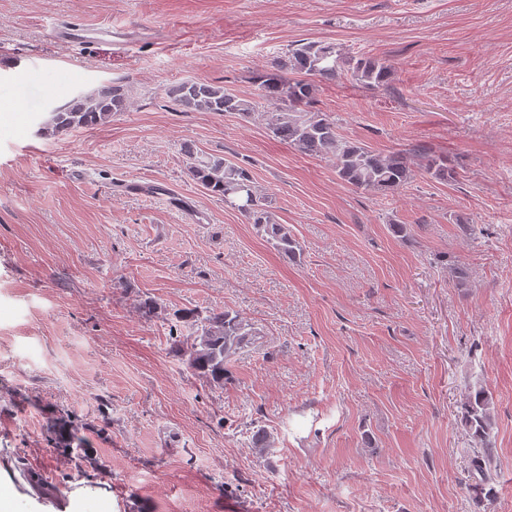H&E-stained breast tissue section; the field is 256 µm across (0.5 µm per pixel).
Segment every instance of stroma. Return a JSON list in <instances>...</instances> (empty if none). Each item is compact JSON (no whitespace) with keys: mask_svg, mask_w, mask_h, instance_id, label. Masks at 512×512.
Segmentation results:
<instances>
[{"mask_svg":"<svg viewBox=\"0 0 512 512\" xmlns=\"http://www.w3.org/2000/svg\"><path fill=\"white\" fill-rule=\"evenodd\" d=\"M65 19L136 43L59 44ZM306 42L392 66L382 87L318 82L311 111L376 153L427 147L448 180L373 196L168 95L257 98L256 74ZM104 83L125 111L37 136ZM192 152L246 166L300 255L204 193ZM223 309L258 334L219 388L170 327ZM480 389L486 494L463 420ZM0 479L20 512L98 482L81 512H512V0H0Z\"/></svg>","mask_w":512,"mask_h":512,"instance_id":"1","label":"stroma"}]
</instances>
